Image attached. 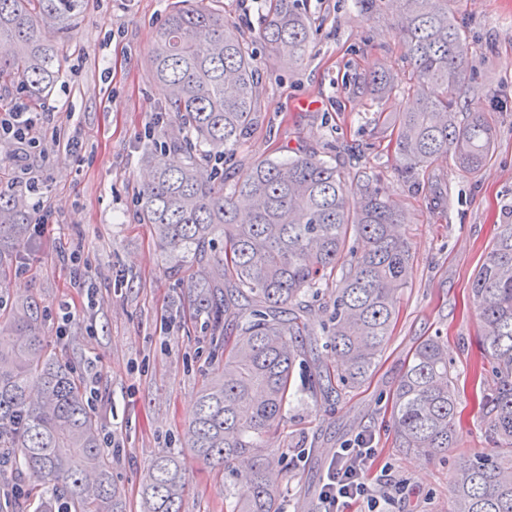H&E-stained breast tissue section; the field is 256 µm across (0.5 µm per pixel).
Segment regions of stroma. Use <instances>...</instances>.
<instances>
[{"label":"stroma","mask_w":512,"mask_h":512,"mask_svg":"<svg viewBox=\"0 0 512 512\" xmlns=\"http://www.w3.org/2000/svg\"><path fill=\"white\" fill-rule=\"evenodd\" d=\"M175 3L87 0L64 46L60 77L40 104L36 147L18 161L0 146V179L34 182L51 214L17 267L0 278V296L36 299L47 344L78 374L96 378L99 396L90 407L102 434L120 447L110 461L127 512H142L143 475L166 453L177 456L187 483L182 512H224L225 491L240 484L199 457L188 435L197 397L226 355L224 336L197 311L187 271L159 250L136 203L147 179V145L188 135L165 112L167 91L149 64ZM204 3L234 22L260 62L253 124L224 158L225 187L258 162L307 152L350 182L377 184L410 217L399 228L412 255L409 284L398 296L391 340L374 375L361 387L321 395L318 368L335 364L331 349L319 347L318 361L295 367L276 434L287 467L278 482L282 508L317 512L334 451L362 434L377 450L376 468L405 484L392 512H448L456 470L486 449L479 401L490 381L475 377L482 324L471 281L500 225L512 224V0L450 5L472 47L458 106L491 118V161L474 178L453 157H442L413 183L398 176L389 132L376 122L393 117L406 98L379 101L361 89L363 76L380 66L399 87L411 84L406 52L389 29L388 4L366 13L356 0H302L312 33L304 60L291 66L267 55L258 40L268 0ZM60 131L77 137V155L57 139ZM64 250L76 253L77 262H62ZM66 302L73 314L67 322ZM430 336L447 342L459 377L458 439L445 454L395 445L396 381Z\"/></svg>","instance_id":"obj_1"}]
</instances>
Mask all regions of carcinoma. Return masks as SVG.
Here are the masks:
<instances>
[{"label": "carcinoma", "mask_w": 512, "mask_h": 512, "mask_svg": "<svg viewBox=\"0 0 512 512\" xmlns=\"http://www.w3.org/2000/svg\"><path fill=\"white\" fill-rule=\"evenodd\" d=\"M393 28L406 48L415 102L398 113V173L416 179L453 154L474 174L489 161L496 129L482 112L460 117L455 91L466 78L470 44L449 0H392ZM85 0H0V88L15 87L36 107L59 78L61 48L43 38L69 36ZM311 21L300 0H269L259 39L296 64ZM150 67L168 88L165 111L216 161L252 124L258 66L224 15L194 6L171 11ZM377 99L394 90L378 67L364 80ZM439 85L442 95L428 93ZM139 193L142 223L174 266L196 267L194 301L215 323L234 319L224 366L198 398L191 447L214 466L233 469L246 487L227 512H282L277 483L283 459L271 448L288 404L293 371L317 350L299 313L302 298L343 266L336 280L327 343L336 366L321 367L319 389L363 383L386 347L399 292L407 287L409 246L398 233L406 212L369 182L352 185L312 155L263 161L224 194V172L196 158L172 168L157 150ZM23 189L0 184V277L21 258L30 235ZM223 248L215 251V243ZM483 326L480 345L494 382L480 424L491 453L460 466L449 512H512V224L500 230L472 280ZM0 316V453L18 450L16 468L35 479V512H125L122 491L101 448L100 425L85 383L44 342L34 299L3 303ZM457 378L438 337L417 345L395 388L396 447L446 453L456 445ZM185 480L173 454L144 475V512H181Z\"/></svg>", "instance_id": "cac0c4a2"}]
</instances>
